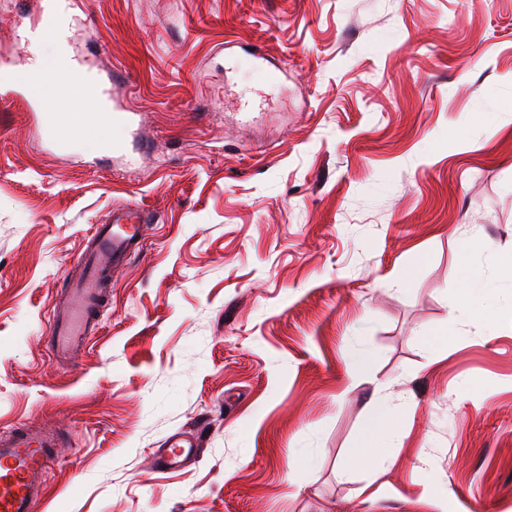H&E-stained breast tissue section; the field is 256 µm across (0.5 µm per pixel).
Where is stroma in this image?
I'll return each mask as SVG.
<instances>
[{"label": "stroma", "instance_id": "35a3bbf8", "mask_svg": "<svg viewBox=\"0 0 512 512\" xmlns=\"http://www.w3.org/2000/svg\"><path fill=\"white\" fill-rule=\"evenodd\" d=\"M39 6L0 10V81ZM82 9L69 55L124 74L137 134L0 100V430L68 429L44 512H512V289L494 335L442 333L464 244L489 278L512 253V0ZM122 202L152 215L143 249L56 368L45 319ZM358 344L409 403L374 470L348 463ZM181 431L201 455L156 472Z\"/></svg>", "mask_w": 512, "mask_h": 512}]
</instances>
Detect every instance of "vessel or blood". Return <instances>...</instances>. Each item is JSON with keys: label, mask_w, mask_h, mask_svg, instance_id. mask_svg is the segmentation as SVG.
<instances>
[{"label": "vessel or blood", "mask_w": 512, "mask_h": 512, "mask_svg": "<svg viewBox=\"0 0 512 512\" xmlns=\"http://www.w3.org/2000/svg\"><path fill=\"white\" fill-rule=\"evenodd\" d=\"M77 7V0H42L37 30L71 41L78 27ZM78 81L86 88L99 121L124 124L133 120V111H111V90L101 88L85 73ZM147 222L148 215L139 204L126 202L112 207L103 223L92 226L79 256L81 274L69 282L47 320L46 346L53 365H71L96 330L98 312L107 297L105 281L113 268L140 250ZM68 444V433L57 428L22 425L0 432V512H39L48 474ZM200 451L197 435L177 433L157 455L156 465L176 469Z\"/></svg>", "instance_id": "vessel-or-blood-1"}]
</instances>
